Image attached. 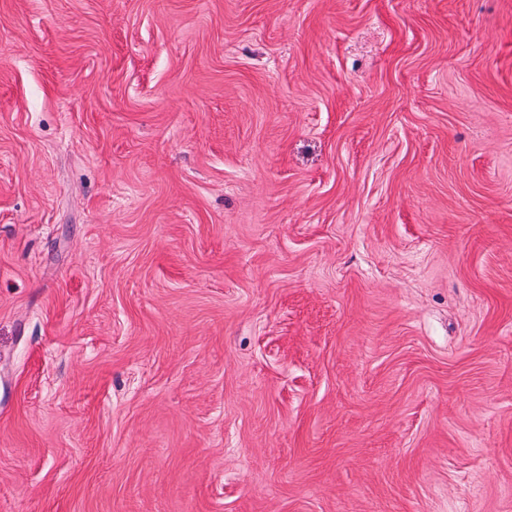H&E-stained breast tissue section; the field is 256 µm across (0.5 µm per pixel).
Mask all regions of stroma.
<instances>
[{"mask_svg": "<svg viewBox=\"0 0 512 512\" xmlns=\"http://www.w3.org/2000/svg\"><path fill=\"white\" fill-rule=\"evenodd\" d=\"M0 512H512V0H0Z\"/></svg>", "mask_w": 512, "mask_h": 512, "instance_id": "obj_1", "label": "stroma"}]
</instances>
